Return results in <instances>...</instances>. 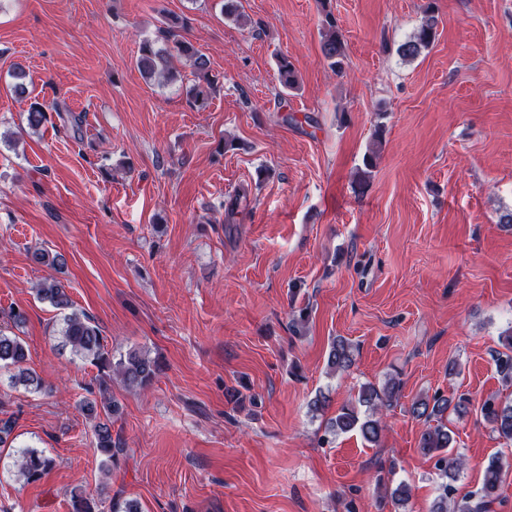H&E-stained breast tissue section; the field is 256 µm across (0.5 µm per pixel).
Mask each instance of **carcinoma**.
I'll return each instance as SVG.
<instances>
[{
	"mask_svg": "<svg viewBox=\"0 0 512 512\" xmlns=\"http://www.w3.org/2000/svg\"><path fill=\"white\" fill-rule=\"evenodd\" d=\"M186 25L185 18L171 15L163 21L159 34L165 42L174 43V49L191 67L195 83L189 89V96L193 105L200 110L209 102L216 75L212 73L210 60L205 54L192 43L178 39V32ZM438 25V17L429 13L417 33L400 44L397 52L405 59L419 56L422 50L434 43ZM322 53L331 69H342L346 59L345 45L336 20L331 16L326 19V28L322 32ZM138 67L145 79H155L159 84L170 83L177 78L173 55L148 39L141 46ZM278 70L283 89L296 88L298 78L288 58H279ZM48 121V113L41 105H35L27 112L26 125L31 130H39ZM37 294L41 300L63 311L59 330L61 347L69 349L74 357L94 365L98 370L111 372L127 388L144 389L152 383L157 364L149 353L140 348H131L117 356L112 354L104 344L105 338L100 328L85 312L73 308L63 285L58 282L43 283L37 288ZM501 344L503 350L497 352L495 359L497 373L502 380L512 383V328L505 332ZM26 360L24 342L14 333L1 328L0 370H14L11 375L13 384L36 391L41 388V381L34 372L24 367ZM353 360L351 344L343 338L334 339L327 355L328 368L334 372L345 371L351 367ZM401 390L402 382L397 377L388 378L380 387L371 383L362 385L356 398L341 406L336 415L328 420L327 431L335 436L356 430L365 442L379 443L384 430L382 410L399 399ZM469 404V399L463 396L436 393L431 397L415 399L409 408V413L415 419L426 424L421 434L420 450L435 459V468L445 478L431 512H492L493 505L500 499L506 470L502 459L497 456L489 459L477 491L461 498L455 497L452 482L462 471L464 461L461 455L454 453V436L448 428V415L466 413ZM81 410L94 421L95 449L101 457L102 468L109 470L117 466L123 449L120 443L112 440L110 419L119 414V403L109 401L101 407L95 400H86ZM480 412L493 432L512 442V400L490 398L482 403ZM14 466L26 482H36L54 468L55 459L41 451L26 449L19 452ZM70 512H100V502L80 490L71 495Z\"/></svg>",
	"mask_w": 512,
	"mask_h": 512,
	"instance_id": "cac0c4a2",
	"label": "carcinoma"
}]
</instances>
